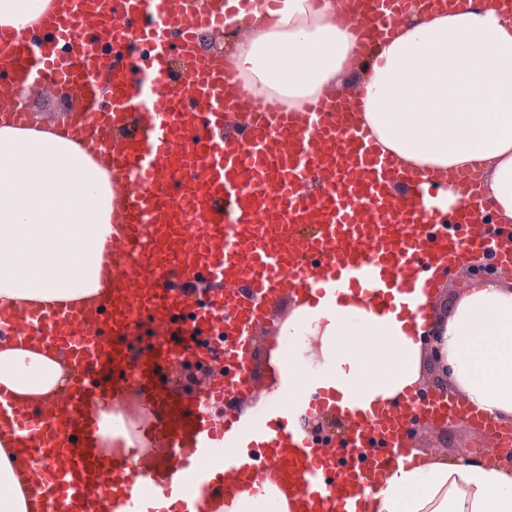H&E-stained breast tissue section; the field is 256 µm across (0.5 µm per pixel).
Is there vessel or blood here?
I'll list each match as a JSON object with an SVG mask.
<instances>
[{
    "label": "vessel or blood",
    "mask_w": 512,
    "mask_h": 512,
    "mask_svg": "<svg viewBox=\"0 0 512 512\" xmlns=\"http://www.w3.org/2000/svg\"><path fill=\"white\" fill-rule=\"evenodd\" d=\"M57 2L41 40L0 27L14 49L0 64V123L80 135L110 158L123 203L101 302L0 310L1 335L69 364L41 415L0 393V439L20 451L36 512H232L243 493L273 489L287 512H361L411 459L418 423L464 420L512 447L511 426L455 394L359 414L329 390L302 392L283 338L292 304L354 297L387 314L477 258L511 270L512 224L474 209L482 170L403 175L348 102L260 101L231 59L194 50L200 32H223L222 8ZM331 2L360 54L431 0ZM62 86V111L23 102ZM107 418L123 436L102 437Z\"/></svg>",
    "instance_id": "1"
}]
</instances>
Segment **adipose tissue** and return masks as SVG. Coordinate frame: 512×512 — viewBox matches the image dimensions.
I'll return each instance as SVG.
<instances>
[{"label":"adipose tissue","instance_id":"adipose-tissue-1","mask_svg":"<svg viewBox=\"0 0 512 512\" xmlns=\"http://www.w3.org/2000/svg\"><path fill=\"white\" fill-rule=\"evenodd\" d=\"M330 4L249 0L256 21L233 53L245 85L291 107L339 95L356 36ZM357 122L404 168L482 166L490 218L512 223V15L495 0L452 13L416 10L375 44ZM0 303L85 301L100 289V248L112 232L109 172L65 132L0 128ZM456 394L512 422V287L481 282L439 319ZM309 331L324 363L292 370L300 389L334 388L342 407L401 399L421 380L422 326L352 304L300 306L289 333ZM56 354L0 338V389L33 410L64 389ZM366 512H512V471L469 459L399 467ZM0 512H27L12 449L0 445Z\"/></svg>","mask_w":512,"mask_h":512}]
</instances>
